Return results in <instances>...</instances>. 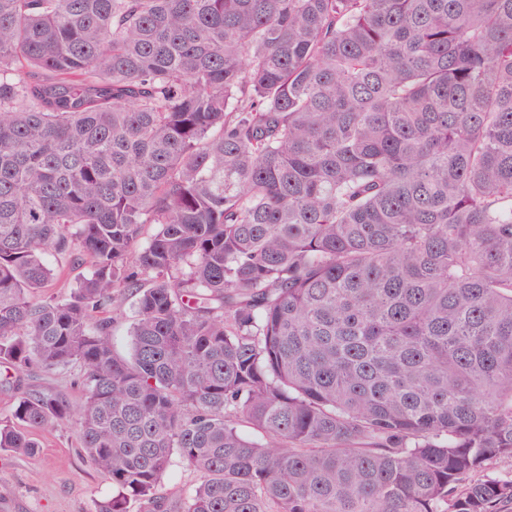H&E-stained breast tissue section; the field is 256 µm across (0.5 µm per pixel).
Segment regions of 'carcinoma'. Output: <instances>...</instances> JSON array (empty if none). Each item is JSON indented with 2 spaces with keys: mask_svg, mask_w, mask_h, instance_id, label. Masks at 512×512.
Listing matches in <instances>:
<instances>
[{
  "mask_svg": "<svg viewBox=\"0 0 512 512\" xmlns=\"http://www.w3.org/2000/svg\"><path fill=\"white\" fill-rule=\"evenodd\" d=\"M0 363L95 512H501L512 0H0ZM133 301L132 298H128L121 303L120 307L110 305L102 314L112 321V335L110 336L112 346L120 356H126L130 351L128 331L134 316ZM43 378L40 382L66 392L76 403L81 402L82 392L74 374L45 375ZM196 482V475L178 460L166 472L158 492L168 497L184 493Z\"/></svg>",
  "mask_w": 512,
  "mask_h": 512,
  "instance_id": "1",
  "label": "carcinoma"
}]
</instances>
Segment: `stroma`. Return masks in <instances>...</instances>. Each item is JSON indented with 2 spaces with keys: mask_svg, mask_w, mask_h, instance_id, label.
I'll list each match as a JSON object with an SVG mask.
<instances>
[{
  "mask_svg": "<svg viewBox=\"0 0 512 512\" xmlns=\"http://www.w3.org/2000/svg\"><path fill=\"white\" fill-rule=\"evenodd\" d=\"M38 448L0 450V512H93L111 483L77 453L73 424L35 431Z\"/></svg>",
  "mask_w": 512,
  "mask_h": 512,
  "instance_id": "35a3bbf8",
  "label": "stroma"
}]
</instances>
